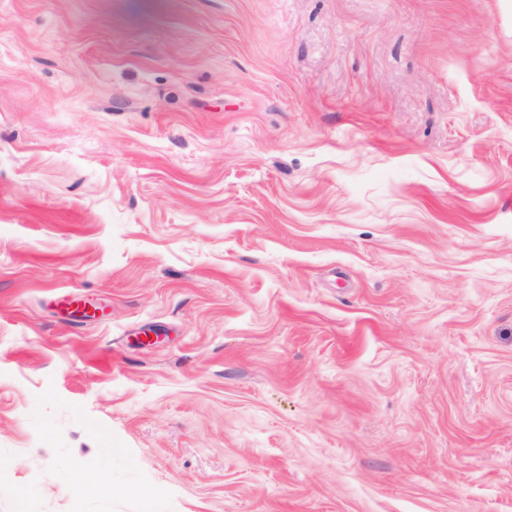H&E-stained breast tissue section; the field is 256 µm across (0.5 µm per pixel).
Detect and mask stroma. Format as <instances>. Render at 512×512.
<instances>
[{
    "instance_id": "1",
    "label": "stroma",
    "mask_w": 512,
    "mask_h": 512,
    "mask_svg": "<svg viewBox=\"0 0 512 512\" xmlns=\"http://www.w3.org/2000/svg\"><path fill=\"white\" fill-rule=\"evenodd\" d=\"M0 512H512V0H0Z\"/></svg>"
}]
</instances>
